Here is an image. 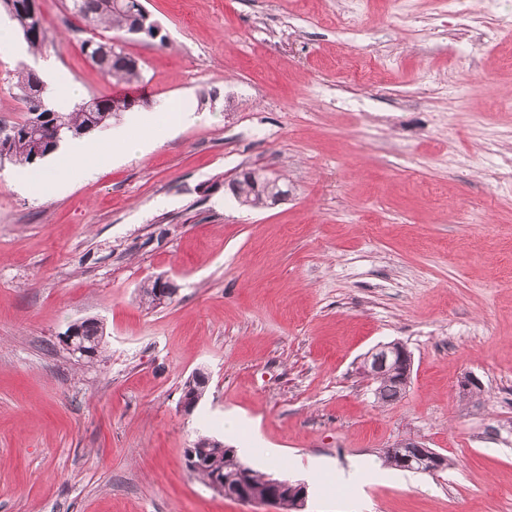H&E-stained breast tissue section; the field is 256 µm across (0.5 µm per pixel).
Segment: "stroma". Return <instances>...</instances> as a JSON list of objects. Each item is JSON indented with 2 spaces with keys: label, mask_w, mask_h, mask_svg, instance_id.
Instances as JSON below:
<instances>
[{
  "label": "stroma",
  "mask_w": 512,
  "mask_h": 512,
  "mask_svg": "<svg viewBox=\"0 0 512 512\" xmlns=\"http://www.w3.org/2000/svg\"><path fill=\"white\" fill-rule=\"evenodd\" d=\"M144 5L162 37L125 44L139 84L92 65L61 0H42L55 44L0 54L2 120L24 117L22 66L205 110L55 194L0 165V512H256L190 475L201 435L306 483L301 512L354 509L311 460L385 469L368 512H512V0H462L483 39L454 37L443 0ZM245 167L287 198L240 206ZM159 276L177 293L151 309ZM86 317L104 327L91 361L59 340ZM392 341L411 375L383 405L360 366ZM407 439L447 468H385ZM195 374H192L190 378H188L187 382H185L184 386L187 383L186 389L183 392L182 400H181V408L184 412L190 413L194 410L197 403L201 399L200 396L203 395L206 390L209 382V376L202 372L200 373L194 381ZM193 381L195 382V387L197 388L198 393H193L191 391V387L193 386Z\"/></svg>",
  "instance_id": "stroma-1"
}]
</instances>
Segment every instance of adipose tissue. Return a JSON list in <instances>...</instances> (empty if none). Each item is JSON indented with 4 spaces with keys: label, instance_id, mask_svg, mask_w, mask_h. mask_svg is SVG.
I'll list each match as a JSON object with an SVG mask.
<instances>
[{
    "label": "adipose tissue",
    "instance_id": "adipose-tissue-1",
    "mask_svg": "<svg viewBox=\"0 0 512 512\" xmlns=\"http://www.w3.org/2000/svg\"><path fill=\"white\" fill-rule=\"evenodd\" d=\"M153 117L132 115L127 124L113 129L110 139L124 157L144 154L154 146L161 134L182 125L195 122L196 116L188 109H174L169 101L163 100L153 108ZM140 128V135H132V128ZM107 158L106 152L97 143L87 141L68 142L55 166L42 170V186L49 191L61 190L66 184L69 169L79 168L88 177L95 176Z\"/></svg>",
    "mask_w": 512,
    "mask_h": 512
}]
</instances>
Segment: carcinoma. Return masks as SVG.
Instances as JSON below:
<instances>
[{"label":"carcinoma","instance_id":"1","mask_svg":"<svg viewBox=\"0 0 512 512\" xmlns=\"http://www.w3.org/2000/svg\"><path fill=\"white\" fill-rule=\"evenodd\" d=\"M65 7L71 13L81 17L89 36L81 41V50L89 60L99 44L112 43L117 52L107 58L105 64H97L101 72L117 83L127 85L142 81V68L136 59L124 52L122 41L129 38L135 24V16L130 0H67ZM5 12L22 34L28 48L33 52L41 51L53 43V36L44 25L41 13L30 11L25 0H0V12ZM117 33L115 38L99 35V28ZM13 87L16 99L25 108L26 117L12 124V131L0 134V158L21 165L36 166L58 147V143L49 141V131L57 126L64 127L61 137H80L99 132L107 128L112 119L126 111L131 103L127 98H114L92 95L74 105L69 112L58 111L45 101V85L31 69L22 67L14 74ZM233 196L242 204L255 199L250 194V183L236 178L229 183ZM143 302L150 308L159 306L157 280H150L140 288ZM81 336L84 350L98 357L103 352V326L95 318H84L68 326ZM393 374L390 379L375 383L374 395L378 402L388 404L403 395ZM196 445L205 449V465L194 469L191 474L207 484L217 471L224 475L235 473L240 460L234 451L209 436H201Z\"/></svg>","mask_w":512,"mask_h":512}]
</instances>
